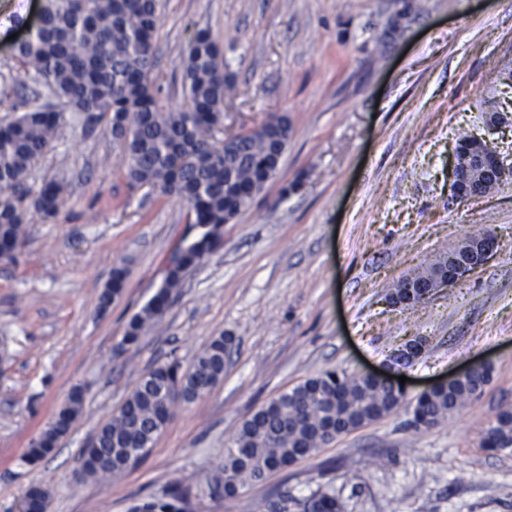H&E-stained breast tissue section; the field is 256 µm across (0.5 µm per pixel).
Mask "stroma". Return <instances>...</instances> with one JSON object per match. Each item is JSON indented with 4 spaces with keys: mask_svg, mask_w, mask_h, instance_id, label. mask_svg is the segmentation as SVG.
Masks as SVG:
<instances>
[{
    "mask_svg": "<svg viewBox=\"0 0 512 512\" xmlns=\"http://www.w3.org/2000/svg\"><path fill=\"white\" fill-rule=\"evenodd\" d=\"M42 0H0V74L15 73L12 36ZM152 79L164 109L186 108L180 58L208 31L235 87L224 134L268 113L292 129L274 179L185 275L137 344L126 326L197 227L177 198L128 185L108 132L84 137L66 114L29 181L65 180L56 218L27 217L25 242L0 261V512L30 483L47 512H127L170 478L206 480L243 419L325 370H382L422 338L409 396L477 359L492 375L442 424L393 414L272 473L231 502L197 512H253L330 487L344 512H512V453L484 451L488 423L512 407V179L459 202L448 164L461 133L485 138L512 167V0H161ZM497 124H489L490 114ZM486 228L498 246L452 288L415 305L387 296L404 275ZM128 271L106 313L98 297ZM233 336L224 380L180 408L147 456L107 482L76 475L98 426L169 354L191 364L211 337ZM83 409L55 455L29 465V443L74 389Z\"/></svg>",
    "mask_w": 512,
    "mask_h": 512,
    "instance_id": "stroma-1",
    "label": "stroma"
}]
</instances>
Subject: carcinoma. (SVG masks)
I'll list each match as a JSON object with an SVG mask.
<instances>
[{"instance_id": "1", "label": "carcinoma", "mask_w": 512, "mask_h": 512, "mask_svg": "<svg viewBox=\"0 0 512 512\" xmlns=\"http://www.w3.org/2000/svg\"><path fill=\"white\" fill-rule=\"evenodd\" d=\"M158 0H43L39 22L15 48L18 71L29 82L16 109L0 126V255L21 248L32 210L46 218L67 206L62 181L44 182L32 192L28 181L55 141L63 112H71L91 137L102 122L119 146L129 185L150 186L184 202L190 223L204 232L178 250L173 265L145 306L127 324L122 343L136 344L168 309L184 274L213 251L221 228L247 207L276 176L286 151L291 122L274 113L225 141L216 137L224 98L233 84L224 57L209 32H197L183 52L182 90L188 107L166 111L150 80L155 67L160 16ZM126 270L117 267L99 297L107 310L121 296ZM234 339L213 337L184 368L175 358L156 364L137 383L120 409L97 429L94 443L80 454L82 477L107 480L124 473L153 447L175 410L194 403L224 380ZM485 370L464 381L440 385L414 400L411 426L433 428L482 391ZM406 397L368 376L325 370L282 392L245 419L224 457L196 491L173 477L160 495L134 503L128 512H193L191 499L238 498L272 471L317 453L337 437L397 411ZM84 401L71 392L53 419L30 442L26 462L51 456L70 430ZM481 447L512 448V408L497 413ZM45 486L31 483L23 496L27 512H44ZM301 512H342L327 489L297 502ZM257 512H288V495L256 504Z\"/></svg>"}]
</instances>
